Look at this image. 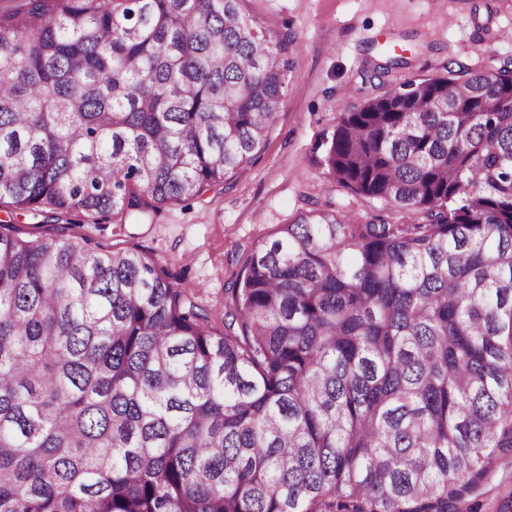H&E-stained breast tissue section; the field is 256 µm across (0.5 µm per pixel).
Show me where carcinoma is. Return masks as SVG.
<instances>
[{"mask_svg":"<svg viewBox=\"0 0 512 512\" xmlns=\"http://www.w3.org/2000/svg\"><path fill=\"white\" fill-rule=\"evenodd\" d=\"M245 0L0 8V204L131 218L252 163L294 41ZM335 115L328 203L224 334L158 259L0 224V512H448L512 448V68ZM351 206L361 219L369 220L373 215L379 214L392 224H417L423 222L422 214L413 210L391 208L380 212L378 210L380 208L379 204L361 199H358V201L354 199V203Z\"/></svg>","mask_w":512,"mask_h":512,"instance_id":"cac0c4a2","label":"carcinoma"}]
</instances>
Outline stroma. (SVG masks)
I'll list each match as a JSON object with an SVG mask.
<instances>
[{"mask_svg": "<svg viewBox=\"0 0 512 512\" xmlns=\"http://www.w3.org/2000/svg\"><path fill=\"white\" fill-rule=\"evenodd\" d=\"M244 9L294 37L286 102L254 162L201 197L155 210L141 224H94L74 212L52 221L0 207V222L32 238L55 226L108 250L136 247L162 257L171 273L195 285L217 334L224 330L225 289L252 246L329 197L349 199L323 165L335 113L407 81L443 75L451 59L476 70L494 50L512 62V43L496 41L502 29H512V0H450L442 10L434 0H245ZM390 56L409 64L373 79L372 70ZM449 512H512V448L498 452Z\"/></svg>", "mask_w": 512, "mask_h": 512, "instance_id": "stroma-1", "label": "stroma"}]
</instances>
